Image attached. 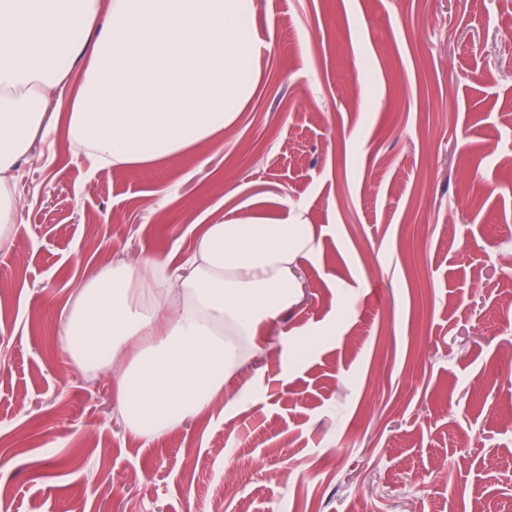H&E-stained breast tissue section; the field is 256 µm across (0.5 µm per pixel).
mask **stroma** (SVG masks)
<instances>
[{"label": "stroma", "instance_id": "1", "mask_svg": "<svg viewBox=\"0 0 512 512\" xmlns=\"http://www.w3.org/2000/svg\"><path fill=\"white\" fill-rule=\"evenodd\" d=\"M251 93L205 157L22 165L0 247V512H512V0H255ZM310 224L300 299L152 439L57 340L115 256Z\"/></svg>", "mask_w": 512, "mask_h": 512}]
</instances>
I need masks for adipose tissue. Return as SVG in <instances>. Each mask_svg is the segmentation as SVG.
<instances>
[{
  "label": "adipose tissue",
  "mask_w": 512,
  "mask_h": 512,
  "mask_svg": "<svg viewBox=\"0 0 512 512\" xmlns=\"http://www.w3.org/2000/svg\"><path fill=\"white\" fill-rule=\"evenodd\" d=\"M252 0H0V244L19 222L21 163L57 128L49 104L84 66L67 116L97 167L148 166L218 142L246 100ZM309 224L206 225L185 266L112 260L81 285L58 340L86 377L111 374L114 414L149 437L211 408L298 299Z\"/></svg>",
  "instance_id": "obj_1"
}]
</instances>
